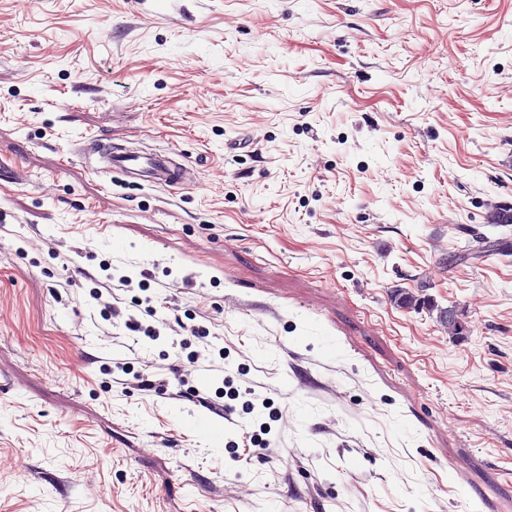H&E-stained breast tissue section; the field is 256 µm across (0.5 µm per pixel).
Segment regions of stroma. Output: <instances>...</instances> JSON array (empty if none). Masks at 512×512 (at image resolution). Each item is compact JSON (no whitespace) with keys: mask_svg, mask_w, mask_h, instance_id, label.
I'll list each match as a JSON object with an SVG mask.
<instances>
[{"mask_svg":"<svg viewBox=\"0 0 512 512\" xmlns=\"http://www.w3.org/2000/svg\"><path fill=\"white\" fill-rule=\"evenodd\" d=\"M4 163L0 512H512V0H0ZM110 172L120 173L129 179H140L159 186L182 184L175 176L169 159L157 153L140 154L133 151L108 150L105 155ZM391 301L396 304V306L400 308H412L418 305H427L429 311L437 310L438 316L437 321L445 328L448 329V333L457 336L463 333L464 325L460 321V314L455 311V317H448V309L442 308L435 304H432L430 301L425 303V300H421V298L415 296L413 293L402 289H394L390 294Z\"/></svg>","mask_w":512,"mask_h":512,"instance_id":"stroma-1","label":"stroma"}]
</instances>
